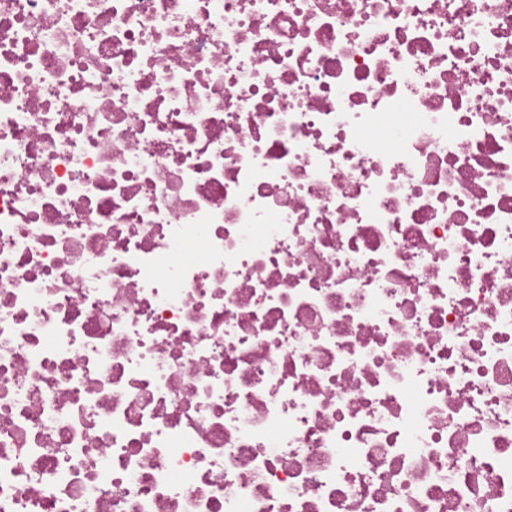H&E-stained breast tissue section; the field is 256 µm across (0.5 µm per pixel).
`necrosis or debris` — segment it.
I'll return each mask as SVG.
<instances>
[{
    "label": "necrosis or debris",
    "mask_w": 512,
    "mask_h": 512,
    "mask_svg": "<svg viewBox=\"0 0 512 512\" xmlns=\"http://www.w3.org/2000/svg\"><path fill=\"white\" fill-rule=\"evenodd\" d=\"M0 512H512V0H0Z\"/></svg>",
    "instance_id": "4bbe7bcc"
}]
</instances>
